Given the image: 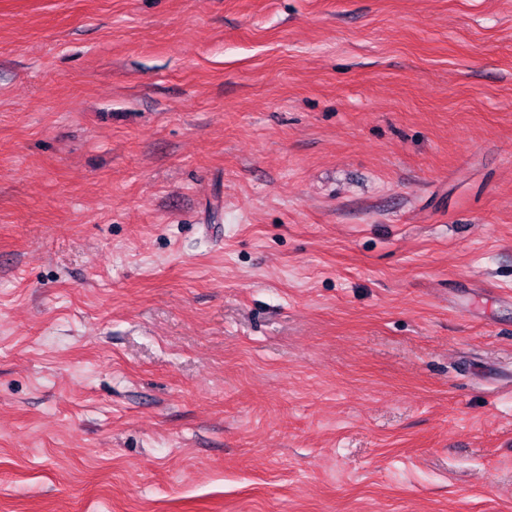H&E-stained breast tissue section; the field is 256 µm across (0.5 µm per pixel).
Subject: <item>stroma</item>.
Listing matches in <instances>:
<instances>
[{
	"label": "stroma",
	"instance_id": "stroma-1",
	"mask_svg": "<svg viewBox=\"0 0 512 512\" xmlns=\"http://www.w3.org/2000/svg\"><path fill=\"white\" fill-rule=\"evenodd\" d=\"M0 512H512V0H0Z\"/></svg>",
	"mask_w": 512,
	"mask_h": 512
}]
</instances>
